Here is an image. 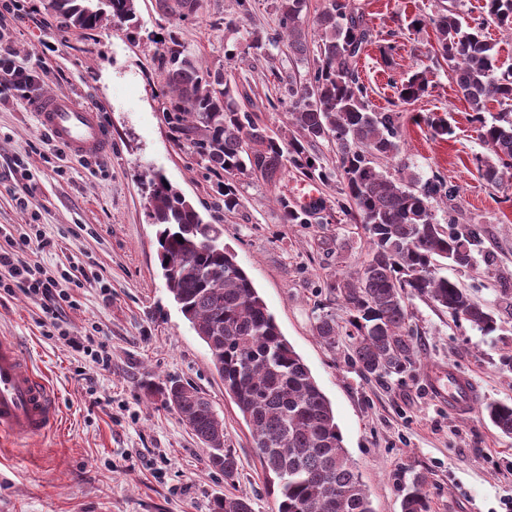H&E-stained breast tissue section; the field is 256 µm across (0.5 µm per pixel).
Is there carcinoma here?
<instances>
[{"mask_svg":"<svg viewBox=\"0 0 512 512\" xmlns=\"http://www.w3.org/2000/svg\"><path fill=\"white\" fill-rule=\"evenodd\" d=\"M165 16L186 19L202 0H156ZM70 27L93 30L110 18L136 17L135 0H48ZM306 0H276L281 38L295 56L308 51V29L319 33L320 61L305 78L288 75L284 97L288 132L261 126L239 108L230 80L203 66L173 36L163 42L158 65L168 91L164 119L216 174L224 209L239 206L238 179L256 176L274 183L294 168L310 179L338 178L342 198L336 208L360 218L369 248L361 268L329 285L349 310L345 325L320 317L317 336L334 347L352 339L350 360L365 376L403 374L417 362L408 301L423 297L483 334L497 330L494 311L475 301L459 282L442 276L439 263L457 268L473 263L482 241L476 224L462 229L439 224L430 207L438 195L452 194L434 178L420 185L411 176L394 178L383 162L401 151L400 112L369 109L368 89L356 69L372 32L353 0H327L308 17ZM437 51L448 61L452 80L479 123L486 154L476 158L482 178L498 185L512 178V70L495 73L493 46L484 24L512 29V0H485L484 17L469 30L451 4L430 18ZM431 70L417 69L403 83L399 100L410 105L428 93ZM496 102L501 112L487 123L484 112ZM336 142L334 171L316 165L309 148ZM158 173L149 180V216L157 226L160 265L166 287L207 345L211 362L251 430L262 468L276 483L277 512H374L336 423L334 409L308 366L282 335L274 317L235 255L220 242V231L204 221L193 204ZM285 224H309L314 212L277 199ZM183 241H178V238ZM202 443L207 467L234 480L235 453L224 447V421L197 389L170 380L156 389ZM485 414L499 432L512 437V404L491 402ZM416 475L402 489L401 512H430ZM216 512H253L250 501L224 496Z\"/></svg>","mask_w":512,"mask_h":512,"instance_id":"cac0c4a2","label":"carcinoma"}]
</instances>
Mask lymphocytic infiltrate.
<instances>
[{
	"label": "lymphocytic infiltrate",
	"instance_id": "obj_1",
	"mask_svg": "<svg viewBox=\"0 0 512 512\" xmlns=\"http://www.w3.org/2000/svg\"><path fill=\"white\" fill-rule=\"evenodd\" d=\"M55 247L39 225H0V291L23 293L39 306L46 335L64 337L67 347L90 357L99 369L109 370L111 356L104 346L93 345L90 337L65 332L64 310L78 305L71 286L84 268L75 261L64 269L47 267L40 257Z\"/></svg>",
	"mask_w": 512,
	"mask_h": 512
}]
</instances>
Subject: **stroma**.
<instances>
[{
  "label": "stroma",
  "instance_id": "1",
  "mask_svg": "<svg viewBox=\"0 0 512 512\" xmlns=\"http://www.w3.org/2000/svg\"><path fill=\"white\" fill-rule=\"evenodd\" d=\"M354 2L373 30L357 63L372 111L393 109L413 70L433 72L429 92L406 108L399 161L419 181L438 176L453 189L448 200L432 203L438 223L483 227L484 248L472 267L446 265L441 273L493 308L498 330L482 334L414 298V370L381 379L362 375L350 362L349 337L331 348L314 333L321 315L347 319L327 284L359 269L368 251L358 220L336 208L339 182L318 183L319 212L308 224L281 220L278 198L295 201L305 182L293 170L273 184L241 179L240 204L226 211L214 173L164 122L155 57L160 37L172 35L204 66L229 73L242 110L271 131L286 129L284 107L268 100L279 96L286 74L311 70L319 48L317 37L309 36V50L298 59L284 44L271 43L279 29L273 0H250L243 19L236 0H204L185 20L163 17L155 0H136L134 24L106 21L84 31L61 28L46 0H24L21 17L0 21V40L34 71L25 93L0 97V225H43L56 243L45 263L65 266L76 259L110 281L108 293L76 289L80 305L67 310L65 320L71 335L89 334L107 347L112 368L97 369L45 335L39 308L25 295L0 292V336L18 342L57 400V420L44 435L0 436V512H215L217 500L229 494L249 498L253 512H276V494L249 428L162 278L148 207L147 181L155 172L221 229L225 246L330 399L375 512H400L397 484L417 473L426 477L431 512H506L512 438L501 436L482 407L512 403V369L502 363L512 355V301L502 296L512 288V182L488 184L473 163L485 147L447 61L436 54L428 22L448 0ZM254 32L268 38L264 49H251ZM56 94L97 112L110 135L109 152L40 155L45 132L31 103ZM417 113L447 118L452 134L433 137L413 122ZM18 156L37 186L26 211L3 183L8 162ZM451 369L479 389L464 416L449 412L431 391L434 378ZM169 377L204 394L223 419L224 445L241 464L234 480L205 465L203 446L153 394V385Z\"/></svg>",
  "mask_w": 512,
  "mask_h": 512
}]
</instances>
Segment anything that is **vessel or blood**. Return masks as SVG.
<instances>
[{
	"instance_id": "b4317fda",
	"label": "vessel or blood",
	"mask_w": 512,
	"mask_h": 512,
	"mask_svg": "<svg viewBox=\"0 0 512 512\" xmlns=\"http://www.w3.org/2000/svg\"><path fill=\"white\" fill-rule=\"evenodd\" d=\"M42 127L76 156L107 151L109 136L95 112L75 104L66 96H43L33 103ZM439 399L450 411L469 410L476 390L457 372L436 386ZM56 421L55 399L46 382L9 337H0V432L15 437L34 438L44 434Z\"/></svg>"
}]
</instances>
